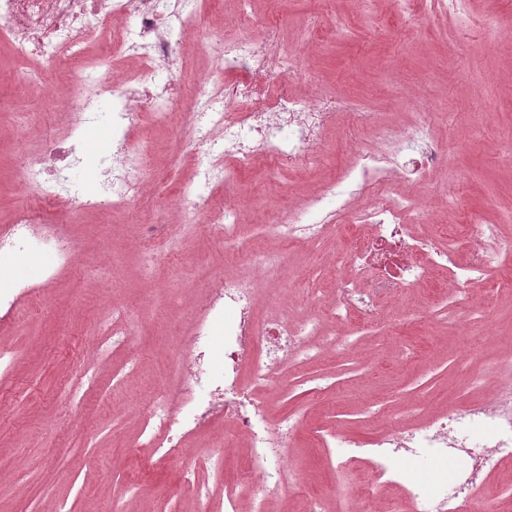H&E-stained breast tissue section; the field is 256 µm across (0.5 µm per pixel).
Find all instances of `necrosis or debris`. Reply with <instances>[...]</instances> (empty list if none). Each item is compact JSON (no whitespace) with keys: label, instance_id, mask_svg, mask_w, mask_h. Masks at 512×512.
<instances>
[{"label":"necrosis or debris","instance_id":"necrosis-or-debris-1","mask_svg":"<svg viewBox=\"0 0 512 512\" xmlns=\"http://www.w3.org/2000/svg\"><path fill=\"white\" fill-rule=\"evenodd\" d=\"M199 9L200 0H0V42L28 66L25 87L43 92L42 73L55 75L69 111L61 133L39 150L19 154V185L28 203L0 225L1 271L18 258L40 257V279L48 286L76 265L78 244L55 211L60 200L80 209L94 199L116 214L157 195L149 181L150 131L168 126L181 96L176 37L195 27ZM204 49L213 70L197 79L172 149L173 159H193L192 175L176 199L180 221L165 224L147 214L141 225L146 244L164 245L200 218L225 248L240 250L242 213L224 199L225 185L263 161L310 169L334 112L357 103L292 93L300 58L274 27L259 40L228 41L216 31ZM160 72L166 83L149 90L145 79ZM91 126L111 136L114 149L99 157L90 190L76 173L84 166L83 134ZM446 164L447 152L428 123L376 126L373 143L356 151L340 177L335 211L312 206L278 218L267 235L280 248L241 250L249 267L273 271L285 245L318 242L336 216L349 214L354 246L327 315L301 320L292 309L276 307L259 320V290L244 275L218 277L208 301L194 312L192 336L172 351L179 381L146 404L143 433L147 447L175 456L183 434L219 416L230 420L249 450L251 505L242 507L230 493L224 512H267L268 500L285 483L288 446L303 417L269 422L266 395L284 382L288 363L314 358L308 338L326 333L332 322L374 317L384 297L421 287L436 272L452 292L488 286L491 266L512 253V239L477 216L428 237L413 233V225L428 220L419 197L392 196L388 189L425 180ZM487 376L495 382L491 398L462 403L412 428L394 420L363 441L338 427L318 426L316 438L337 450V467L364 462L375 471L372 482L350 495L348 512L378 504L387 486L402 488L406 512H512V486L492 498L486 487L487 477L512 463V345ZM410 457L450 472L437 480L405 481L400 463Z\"/></svg>","mask_w":512,"mask_h":512}]
</instances>
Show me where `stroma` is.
I'll use <instances>...</instances> for the list:
<instances>
[{"instance_id": "obj_1", "label": "stroma", "mask_w": 512, "mask_h": 512, "mask_svg": "<svg viewBox=\"0 0 512 512\" xmlns=\"http://www.w3.org/2000/svg\"><path fill=\"white\" fill-rule=\"evenodd\" d=\"M252 9L273 20L303 57L293 92L354 98L361 115L340 113L328 127L324 169L262 165L227 190L242 207L246 242L262 240L272 212L303 206L321 191L327 170L343 171L371 137L376 116L403 125L426 121L447 151V167L419 190L427 231L478 212L512 236V168L497 159L512 135V0L421 8L408 22L398 0H255ZM218 26L228 39L261 33L238 24L233 0L205 7L178 42L183 76L210 68L202 43ZM18 72L0 46V215L24 200L8 147L14 132L34 116L39 136L49 138L64 122L41 98L17 93ZM136 219L129 214L103 233L93 208H85L69 225L80 267L22 298L12 319L0 323V352L13 359L0 374V512H54L61 503L68 512H201L205 505L224 512L225 488L245 461L243 447L227 457L215 446L227 424L187 437L182 456L164 458L140 444L143 401L176 381L171 345L189 336V309L202 300L208 278L248 275L261 291L322 314L350 249L346 231L334 228L324 245L290 248L268 274L225 259L195 226L178 261L154 272ZM304 278L315 281L317 295L306 294ZM441 283L434 278L388 301L378 320H352L354 347L291 366L286 385L271 392L275 415L298 411L306 423L288 450L292 483L269 501L270 512H298L312 494L322 497L326 512H342L344 492L369 479L363 464L337 475L333 449L312 435L319 422L366 439L373 434L361 417L366 409L401 415L437 393L460 403L490 393V385L474 390L467 380L512 337V293L477 289L459 300ZM110 300L127 305L129 336L100 358L96 328Z\"/></svg>"}]
</instances>
